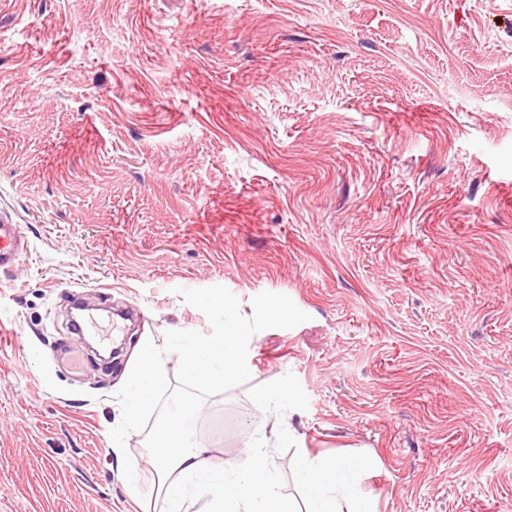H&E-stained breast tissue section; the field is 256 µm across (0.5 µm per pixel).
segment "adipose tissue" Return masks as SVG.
<instances>
[{"instance_id": "adipose-tissue-1", "label": "adipose tissue", "mask_w": 512, "mask_h": 512, "mask_svg": "<svg viewBox=\"0 0 512 512\" xmlns=\"http://www.w3.org/2000/svg\"><path fill=\"white\" fill-rule=\"evenodd\" d=\"M198 414L197 406L181 405L158 437L156 448L164 462L159 486L165 497L181 505L196 496H208L207 512H291L269 482L262 454L252 456L250 467L240 480L204 468V450L192 442V427ZM353 468V463L342 459L317 465L299 460L297 477L308 490V512H369L363 501L348 492L347 475Z\"/></svg>"}]
</instances>
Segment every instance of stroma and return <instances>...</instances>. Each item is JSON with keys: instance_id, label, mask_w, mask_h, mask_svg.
I'll use <instances>...</instances> for the list:
<instances>
[{"instance_id": "1", "label": "stroma", "mask_w": 512, "mask_h": 512, "mask_svg": "<svg viewBox=\"0 0 512 512\" xmlns=\"http://www.w3.org/2000/svg\"><path fill=\"white\" fill-rule=\"evenodd\" d=\"M1 211L0 512H170L115 394L214 285L309 319L205 401L210 468L263 437L293 512L303 456L370 512H512V0H0ZM74 295L137 313L116 357ZM25 240L11 217L0 216V271H8L25 252Z\"/></svg>"}]
</instances>
